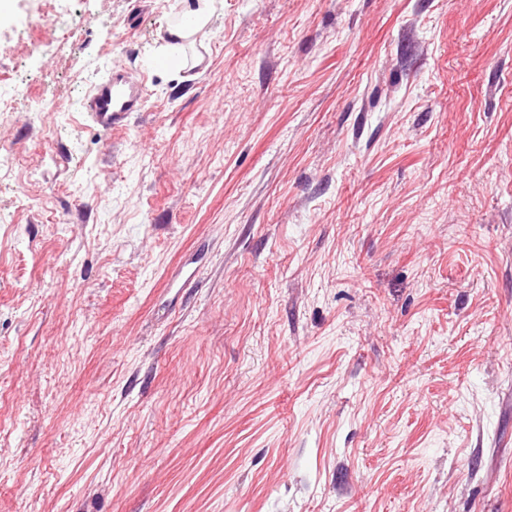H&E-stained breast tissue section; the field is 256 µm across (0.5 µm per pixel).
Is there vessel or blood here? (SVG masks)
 I'll return each mask as SVG.
<instances>
[{"label":"vessel or blood","mask_w":512,"mask_h":512,"mask_svg":"<svg viewBox=\"0 0 512 512\" xmlns=\"http://www.w3.org/2000/svg\"><path fill=\"white\" fill-rule=\"evenodd\" d=\"M143 88L124 71L96 83L88 92L86 109L91 119L103 129H111L137 111Z\"/></svg>","instance_id":"vessel-or-blood-1"}]
</instances>
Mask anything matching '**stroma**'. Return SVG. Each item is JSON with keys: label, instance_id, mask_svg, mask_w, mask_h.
<instances>
[{"label": "stroma", "instance_id": "obj_1", "mask_svg": "<svg viewBox=\"0 0 512 512\" xmlns=\"http://www.w3.org/2000/svg\"><path fill=\"white\" fill-rule=\"evenodd\" d=\"M183 9L0 14V512H512V0ZM216 0H196V6L190 8L185 14L191 23L188 26L177 25L170 34L177 39L184 40L205 27L216 10ZM142 92L140 82L132 80L127 72L115 71L89 90L86 109L97 125L110 130L129 112L137 111Z\"/></svg>", "mask_w": 512, "mask_h": 512}]
</instances>
